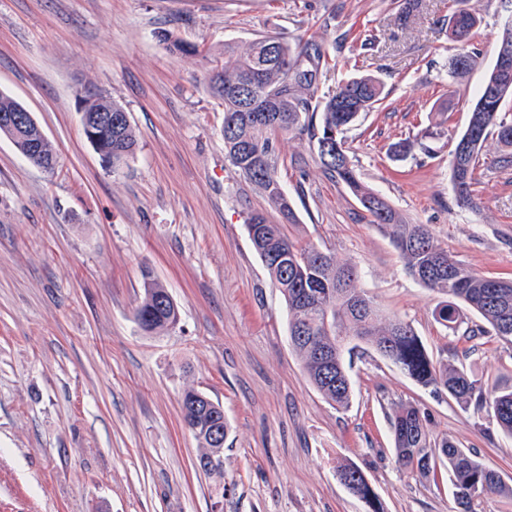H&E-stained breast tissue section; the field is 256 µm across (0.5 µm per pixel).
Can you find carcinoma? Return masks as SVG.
Listing matches in <instances>:
<instances>
[{
	"instance_id": "carcinoma-1",
	"label": "carcinoma",
	"mask_w": 512,
	"mask_h": 512,
	"mask_svg": "<svg viewBox=\"0 0 512 512\" xmlns=\"http://www.w3.org/2000/svg\"><path fill=\"white\" fill-rule=\"evenodd\" d=\"M478 24L468 9H454L448 17V36L466 44ZM230 60L224 70L210 78L212 94L224 104V150L230 164L266 196L279 213L282 223H271L255 211L247 218L250 241L268 268L282 294L288 311L289 338L301 356L311 383L328 401L346 407L351 400V381L343 360L344 337L354 336L370 344L405 375L435 394L448 392L462 410L492 415L497 424L512 434V384L485 386L464 369L434 361L412 326L393 318L382 324L372 298L357 288V270L339 264L334 258L310 245L292 240L284 224L295 222L287 193L277 178L279 139L295 131L312 128L316 152L325 172L344 184L371 222L390 230V236L410 276L439 294L442 301L436 318L450 329L457 327L461 306L478 313L501 338L512 339V280L480 275L440 248L426 224H408L380 194L358 178L347 154L345 133L364 112H370L386 98L383 81L372 75L352 77L335 90L316 97L320 78L327 69L329 53L322 45L306 41L295 47L275 37L254 40L248 51L234 57V49L224 44ZM512 62V34L496 45V59L475 98L465 129L455 149H463L459 165H450L457 202L475 207L472 186L480 164L484 143L489 137L512 148V73L504 75L500 61ZM474 56L460 52L448 60L447 73L456 75L471 68ZM247 89L256 112L241 111L237 91ZM317 99L316 106L311 100ZM125 112L119 103L103 96L84 100L83 110ZM320 117L319 124L313 118ZM7 137L21 155L29 153L30 143L38 142L39 156L30 163L46 171L58 163L52 142L39 136V124L32 119L19 133L0 124V136ZM333 138L334 160L324 158L323 141ZM136 133L125 121L105 135L97 153L116 168L134 154ZM136 319L141 330L151 333L177 324L179 311L167 288L144 275L143 296ZM199 392L187 389L181 398L183 422L204 453L200 460L218 457L224 445L212 438V431L228 429L220 405L196 400ZM394 451L400 468L423 476H437L436 465L448 470L459 512H474L483 498L492 494L511 496L512 485L486 467L478 457L444 439L431 440L420 412L403 405L394 415ZM336 475L357 497L365 512H384L382 502L352 463L342 462Z\"/></svg>"
}]
</instances>
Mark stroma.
Here are the masks:
<instances>
[{
    "mask_svg": "<svg viewBox=\"0 0 512 512\" xmlns=\"http://www.w3.org/2000/svg\"><path fill=\"white\" fill-rule=\"evenodd\" d=\"M450 0H421L407 25L392 0H0V91L53 142L54 171L0 136V512H363L336 476L357 465L385 512H455L447 475L399 468L392 417L416 407L431 438L477 453L512 485V436L487 414L415 384L347 338L352 394L316 390L288 338L285 301L249 239L251 212L280 216L224 153V107L209 90L262 36L329 51L323 87L380 76L384 104L346 133L359 178L412 224L487 277L512 278V168L488 139L461 207L450 154L467 103L495 60L512 0H469L480 18L475 66L444 67ZM191 44L166 50L161 37ZM372 44H364L365 36ZM103 94L126 110L133 158L111 169L85 138L80 109ZM454 109L440 115V105ZM442 123L400 160L393 143ZM278 177L296 221L289 237L356 266L382 317L409 322L433 360L482 383H512V341L467 340L439 324V295L404 269L388 232L322 168L306 132L278 143ZM168 289L176 327L143 332V275ZM219 402L223 476L201 470L184 390Z\"/></svg>",
    "mask_w": 512,
    "mask_h": 512,
    "instance_id": "35a3bbf8",
    "label": "stroma"
}]
</instances>
